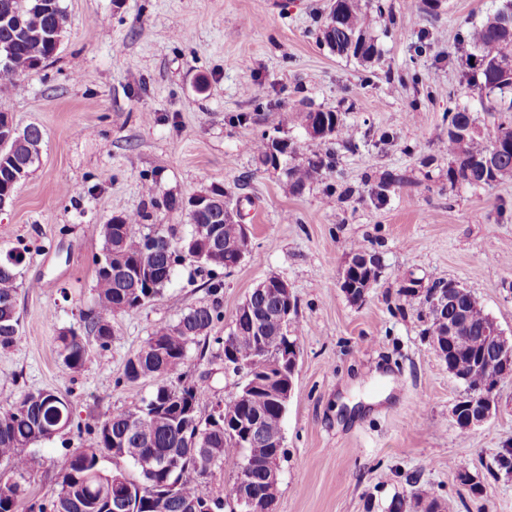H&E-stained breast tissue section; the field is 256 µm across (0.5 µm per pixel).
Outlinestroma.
<instances>
[{
    "instance_id": "35a3bbf8",
    "label": "stroma",
    "mask_w": 512,
    "mask_h": 512,
    "mask_svg": "<svg viewBox=\"0 0 512 512\" xmlns=\"http://www.w3.org/2000/svg\"><path fill=\"white\" fill-rule=\"evenodd\" d=\"M384 2L381 58L363 65L321 45L327 0H62L57 54L0 90V112L44 132L39 161L0 208V259L25 251L21 342L0 350V408L39 389L73 404V427L36 449L30 501L57 497L71 455L95 443L87 423L155 391L156 381L123 373L156 325L215 299L212 333L226 335L275 275L291 287L300 327L275 512H384L413 488L448 512H512V473L494 465L512 448V378L489 420L459 429L452 409L464 387L430 346L415 301L399 294L455 281L512 338V179L450 184L439 150L449 107L470 100L463 31L494 2ZM310 106L343 112L348 134L332 144V171L296 193L244 144L266 133L303 146L290 116ZM391 175L401 182L378 201ZM212 187L248 227L242 262L178 267L162 295L113 318L107 350L91 347L80 372H66L57 337L82 330L95 304L103 241L92 225L143 211L184 231L181 202ZM168 197L177 208L164 206ZM354 245L382 266L357 303L338 286ZM212 276L223 283L215 298ZM214 339L191 349L188 372L215 402L243 378L225 370ZM461 463L471 483L459 479Z\"/></svg>"
}]
</instances>
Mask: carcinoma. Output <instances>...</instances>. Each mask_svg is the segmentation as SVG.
Masks as SVG:
<instances>
[{"instance_id":"1","label":"carcinoma","mask_w":512,"mask_h":512,"mask_svg":"<svg viewBox=\"0 0 512 512\" xmlns=\"http://www.w3.org/2000/svg\"><path fill=\"white\" fill-rule=\"evenodd\" d=\"M370 0H342L336 13L333 35L322 34L321 43L341 58H354L362 64L380 58L374 32L382 5L369 10ZM62 0H0V88L15 87L22 75L51 59L57 52L53 36L66 27ZM465 38L474 50L476 76L473 87L483 110L492 121L480 124L466 106H456L448 115V134L441 141V152L448 156V181L473 187L491 186L512 178V0H500L480 21L469 23ZM315 117L328 123L329 132L312 136L308 155L297 158V149L288 143L283 171L290 187L302 191L333 168L329 145L345 133L341 113L310 109L296 119L304 123ZM0 187L5 189L19 175L29 176L40 156L44 134L34 124L20 130L12 118L0 112ZM496 153L494 167L485 169L482 161ZM142 214H127L101 224L104 241L102 260L95 261L96 306L83 314L84 332L64 331L58 336L59 356L71 373L78 372L90 345L108 348L112 338V317L137 309L160 296L171 283L176 268L198 263L231 269L238 265L248 241L240 224L224 217V208L213 204L194 217L202 228L219 230L212 246L194 230L180 235L165 224H142ZM18 258L0 260V350L20 344L19 319L15 313L19 290ZM448 287L437 280L420 294L412 288L399 289V295L417 300L428 312L426 334L432 348L442 345L445 323L431 311L435 294ZM251 300L265 320L264 332L257 334L247 321L234 322L233 328L214 342L236 364L233 371L261 380L251 400L236 396L223 401L219 414H204L208 392L186 381L184 368L188 352L207 341L215 321L221 318L214 300L190 308L174 323L155 326L145 345L128 358L124 378L129 382L162 378L164 383L132 409L109 412L87 428L96 432L95 446L73 454L61 476L56 499L37 506L28 503V475L36 459L34 448L70 426L71 402L54 390L25 391L7 408L0 410V512H112V498H120L122 512H188L185 503L201 501L198 476L209 468L224 467V460L247 459L254 464L250 491L263 512L267 485L262 461L280 454L258 435L282 431L286 407L274 396L277 384L288 381L275 367L288 350V341H297L299 327L294 317L284 323L268 320L278 306H287L269 294L253 292ZM470 317L467 336L448 346L444 360L467 390L482 384L473 360L482 348L483 323L489 318L484 307L465 291L448 303L445 318L459 311ZM106 458L123 459L139 471L136 477L121 469L107 470ZM435 512L437 501L418 490L397 495L388 512L406 508Z\"/></svg>"}]
</instances>
